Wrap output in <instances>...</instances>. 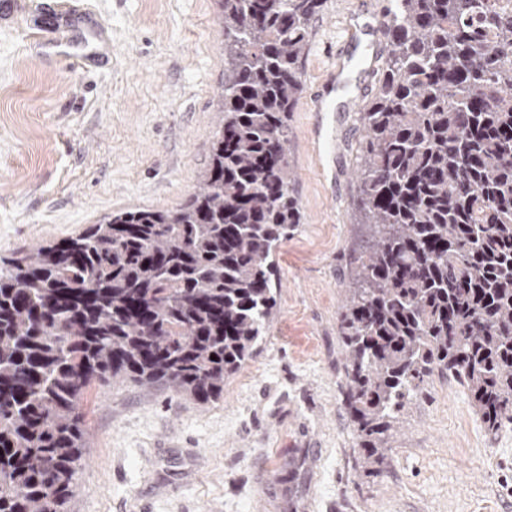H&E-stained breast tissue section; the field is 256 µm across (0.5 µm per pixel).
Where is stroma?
<instances>
[{"label": "stroma", "instance_id": "35a3bbf8", "mask_svg": "<svg viewBox=\"0 0 512 512\" xmlns=\"http://www.w3.org/2000/svg\"><path fill=\"white\" fill-rule=\"evenodd\" d=\"M369 4L388 0H326L313 24L290 121L302 222L277 250L260 349L206 405L93 384L80 405L92 454L69 512H512V421L489 433L445 377L408 401L380 464L358 461L339 313L366 101L313 112L309 97L339 60L351 86L372 77L381 45L343 39ZM61 36L71 59L41 58ZM223 81L213 0H22L0 13V254L126 208L179 207L209 162Z\"/></svg>", "mask_w": 512, "mask_h": 512}]
</instances>
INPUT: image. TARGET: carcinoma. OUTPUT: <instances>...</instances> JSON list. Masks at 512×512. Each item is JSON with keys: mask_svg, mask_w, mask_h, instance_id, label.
Instances as JSON below:
<instances>
[{"mask_svg": "<svg viewBox=\"0 0 512 512\" xmlns=\"http://www.w3.org/2000/svg\"><path fill=\"white\" fill-rule=\"evenodd\" d=\"M224 112L196 191L0 257V512H68L97 380L207 404L263 342L301 223L290 116L326 0H214ZM360 113L361 215L341 305L359 461L426 379L512 419V5L389 0Z\"/></svg>", "mask_w": 512, "mask_h": 512, "instance_id": "cac0c4a2", "label": "carcinoma"}]
</instances>
